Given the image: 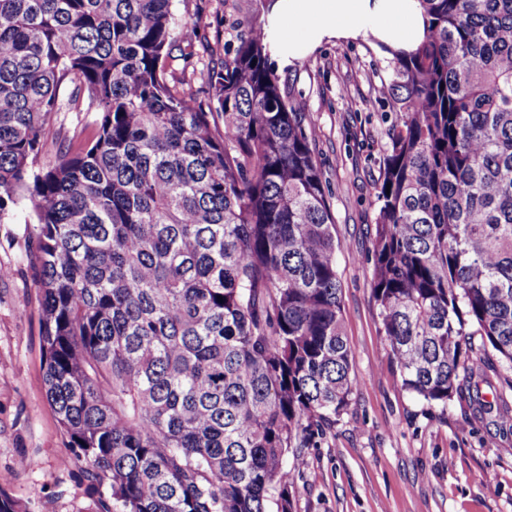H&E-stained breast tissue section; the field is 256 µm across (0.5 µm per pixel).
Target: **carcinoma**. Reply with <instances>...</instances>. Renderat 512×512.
<instances>
[{
  "label": "carcinoma",
  "mask_w": 512,
  "mask_h": 512,
  "mask_svg": "<svg viewBox=\"0 0 512 512\" xmlns=\"http://www.w3.org/2000/svg\"><path fill=\"white\" fill-rule=\"evenodd\" d=\"M172 0H0V216L30 210L46 395L91 512H296L350 404L340 243L261 26L173 92ZM389 46L372 295L402 387L492 409L512 369V0H416ZM180 55H175V52ZM96 113L39 166L45 126Z\"/></svg>",
  "instance_id": "cac0c4a2"
}]
</instances>
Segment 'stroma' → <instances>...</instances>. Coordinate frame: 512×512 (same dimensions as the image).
Returning a JSON list of instances; mask_svg holds the SVG:
<instances>
[{"mask_svg": "<svg viewBox=\"0 0 512 512\" xmlns=\"http://www.w3.org/2000/svg\"><path fill=\"white\" fill-rule=\"evenodd\" d=\"M271 0H172L176 24L200 17L194 51L174 62L176 90L206 102L202 71L236 49L237 24L279 30ZM271 63L305 105L313 148L328 190L342 283L344 331L355 378L350 405L307 449L294 473L297 512H512V431L497 413L473 416L468 400L423 403L401 387L380 333L372 297L375 187L386 137L383 82L387 54L360 35L326 38L298 57L274 50ZM95 115L70 112L43 134L41 161L57 141L88 137ZM22 207L0 217V473L28 512H86L93 501L83 470L61 465L65 438L46 398L39 294L26 263ZM495 491H486L484 474Z\"/></svg>", "mask_w": 512, "mask_h": 512, "instance_id": "obj_1", "label": "stroma"}]
</instances>
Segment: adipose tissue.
Returning a JSON list of instances; mask_svg holds the SVG:
<instances>
[{
    "label": "adipose tissue",
    "mask_w": 512,
    "mask_h": 512,
    "mask_svg": "<svg viewBox=\"0 0 512 512\" xmlns=\"http://www.w3.org/2000/svg\"><path fill=\"white\" fill-rule=\"evenodd\" d=\"M280 21L283 43L292 53L316 37L364 32L408 50L424 33V19L414 0H288Z\"/></svg>",
    "instance_id": "adipose-tissue-1"
}]
</instances>
